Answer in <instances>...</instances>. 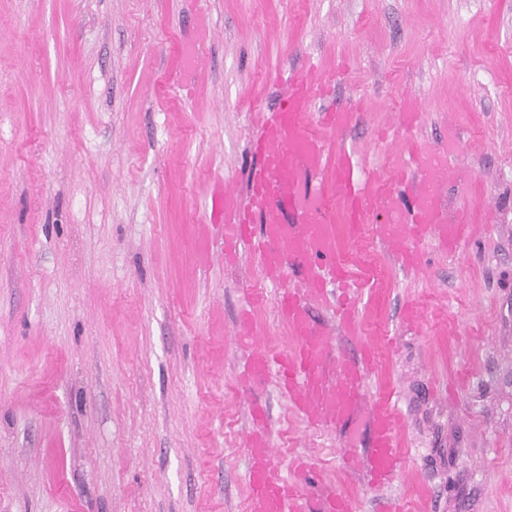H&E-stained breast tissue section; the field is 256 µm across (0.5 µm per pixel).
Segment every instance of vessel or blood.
I'll list each match as a JSON object with an SVG mask.
<instances>
[{
  "mask_svg": "<svg viewBox=\"0 0 512 512\" xmlns=\"http://www.w3.org/2000/svg\"><path fill=\"white\" fill-rule=\"evenodd\" d=\"M329 96L330 81L319 64L310 61L289 70L278 106L259 113L255 120L258 135L252 150L260 168L250 180L247 202H240L228 186L217 187L211 219L201 225L196 247L206 260L215 242H223L224 258L232 262L240 246H250L267 280L280 288L278 311L297 345L289 353L271 354L258 344L250 316L242 315L235 337L250 350L243 377L246 390L277 377L290 404L309 425L333 429L360 412L373 353L360 341L359 320L350 297L354 283L336 251V226L326 217V197L320 188H303L302 175L320 172L326 156H333L336 191L344 203L350 234L370 230L373 239L413 273L427 268V240H434L446 253L458 249L469 210L462 206L446 211L449 169L446 162L433 161V148L424 142L410 147L397 176L405 194L393 198L385 193L379 177L359 168L345 146L357 104H330L319 114V121L337 136L334 149L326 150L324 142L309 133L307 121L313 104ZM378 208L387 210L388 219L374 225L370 217ZM322 301L332 303L337 329L346 342L357 345V354L340 352L328 331L313 318V305ZM251 413L256 428L247 443L252 458L249 512H307L310 506L300 494V484L275 472L266 407L252 404ZM394 429L391 410L383 404L375 406L365 448L349 456L366 473L372 488L391 484L399 473ZM315 510L354 512V504L327 486Z\"/></svg>",
  "mask_w": 512,
  "mask_h": 512,
  "instance_id": "b4317fda",
  "label": "vessel or blood"
}]
</instances>
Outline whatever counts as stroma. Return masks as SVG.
I'll use <instances>...</instances> for the list:
<instances>
[{"instance_id":"stroma-1","label":"stroma","mask_w":512,"mask_h":512,"mask_svg":"<svg viewBox=\"0 0 512 512\" xmlns=\"http://www.w3.org/2000/svg\"><path fill=\"white\" fill-rule=\"evenodd\" d=\"M307 59L359 103L362 168L393 190L408 142L454 147L446 204L470 211L409 274L350 237L333 161L319 175L362 285L366 398L395 414L379 491L344 462L362 428L243 393L238 315L271 352L294 338L248 247L205 267L194 247L216 179L247 191L272 75ZM254 399L279 474L312 460L357 512H512V0H0V512H248Z\"/></svg>"}]
</instances>
